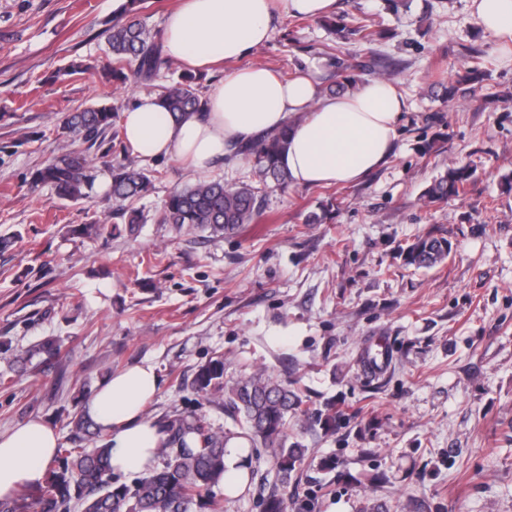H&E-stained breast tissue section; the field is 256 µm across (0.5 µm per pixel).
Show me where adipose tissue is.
<instances>
[{"label":"adipose tissue","instance_id":"obj_1","mask_svg":"<svg viewBox=\"0 0 512 512\" xmlns=\"http://www.w3.org/2000/svg\"><path fill=\"white\" fill-rule=\"evenodd\" d=\"M337 0H181L163 22L166 56L202 70L231 61L207 96L204 112L172 120L159 98L140 95L122 115V137L143 159L174 157L205 171L242 145L280 129L288 131L282 157L297 185L354 184L381 167L393 153L397 122L407 107L393 83L376 79L361 89L322 95L308 76H278L250 63V55L272 32L274 10L319 18L336 10ZM478 23L512 39V0H471ZM153 366L138 365L113 375L84 403L83 411L107 435L112 466L119 472L151 468L166 435L145 407L159 390ZM58 446L52 426L35 419L0 432V498L41 484Z\"/></svg>","mask_w":512,"mask_h":512}]
</instances>
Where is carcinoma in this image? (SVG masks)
<instances>
[{
    "label": "carcinoma",
    "instance_id": "1",
    "mask_svg": "<svg viewBox=\"0 0 512 512\" xmlns=\"http://www.w3.org/2000/svg\"><path fill=\"white\" fill-rule=\"evenodd\" d=\"M145 0H129L125 20L112 24L108 45L112 62L106 75L124 83L127 68L135 65L134 75L150 81L161 66L168 63L162 41L147 28L140 18ZM344 39L373 42L383 38L380 30L359 23L352 27H336ZM485 71L480 65L471 66L444 85L447 97L481 84ZM162 106L175 119L203 111L205 99L199 94L194 79L182 75L163 88L159 94ZM113 108L110 105L87 107L70 113L64 129L73 139L89 146L104 142L112 130ZM286 131L269 134L259 141L238 149L254 168L259 180L229 185L222 179H204L172 191L164 201L160 223L173 224L188 230L212 234H231L243 224H253L261 215L268 180L279 185L289 183L288 171L281 166L286 150ZM473 177L466 166L448 168L424 190L429 206H440L452 197L465 193ZM93 182L91 167L85 154L66 150L52 157L34 174L31 187L49 185L68 200L86 197ZM153 186L151 171L131 161L112 166L111 194L118 204L129 229L143 223L142 211L129 208L132 202L147 194ZM449 243L443 237L427 236L418 239L407 250V260L420 267H431L448 256ZM196 391L210 394L233 420L234 429L217 434L208 431L205 421L197 416H178L163 424L168 441L160 453L166 455L161 467L153 469L129 486L118 479L112 469V448L101 429L89 418L72 420L78 432L100 441L94 448H67L58 444L55 456L46 470L44 483L29 491L34 512H67L70 504L79 503L83 512H188L196 505L210 509L205 500L211 486L220 482L224 469V454L232 441L245 439L263 445L274 465L279 481L278 490L266 500V512H287L288 488L309 449L288 447V430L304 403L297 381L286 383L259 373L224 380V355L220 354L201 366L195 374Z\"/></svg>",
    "mask_w": 512,
    "mask_h": 512
}]
</instances>
